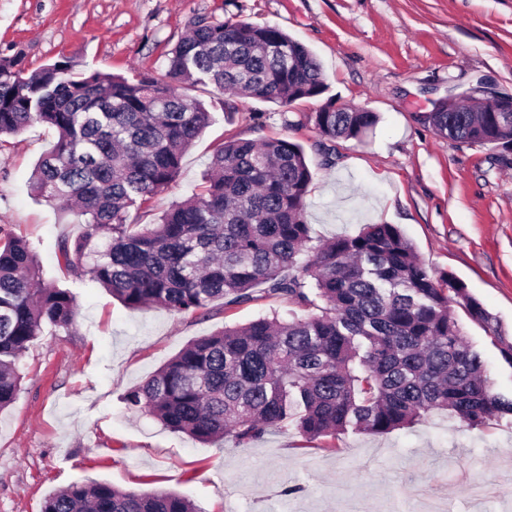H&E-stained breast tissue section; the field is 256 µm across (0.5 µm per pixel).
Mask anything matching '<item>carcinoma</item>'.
I'll list each match as a JSON object with an SVG mask.
<instances>
[{
    "instance_id": "obj_1",
    "label": "carcinoma",
    "mask_w": 512,
    "mask_h": 512,
    "mask_svg": "<svg viewBox=\"0 0 512 512\" xmlns=\"http://www.w3.org/2000/svg\"><path fill=\"white\" fill-rule=\"evenodd\" d=\"M223 92L290 106L326 90L320 63L276 26L199 18L169 53L161 78L75 70L68 61L31 71L22 54L0 58V137L35 124L57 140L40 157L31 191L84 217L79 241L62 239L58 260L126 307L206 313L258 296L303 312L261 317L200 337L127 393L173 432L244 447L267 428L291 425L309 438L351 428L384 434L446 410L471 428L508 419L479 350L454 313L461 307L493 335V317L465 286L434 276L393 224L312 243L305 205L312 172L286 138L230 140L213 156L200 192L153 224L131 210L172 184L184 154L212 122L181 92ZM426 120L441 136L512 147V112L438 101ZM379 122L366 109L316 112L328 139L364 140ZM74 296L47 282L36 253L0 226V410L20 392L16 362L45 326L69 330ZM43 512H197L166 491L72 484Z\"/></svg>"
}]
</instances>
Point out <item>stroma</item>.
Here are the masks:
<instances>
[{
    "label": "stroma",
    "mask_w": 512,
    "mask_h": 512,
    "mask_svg": "<svg viewBox=\"0 0 512 512\" xmlns=\"http://www.w3.org/2000/svg\"><path fill=\"white\" fill-rule=\"evenodd\" d=\"M200 17L282 29L307 46L327 84L322 99L282 107L188 88L213 116L186 152L177 180L143 223L198 191L229 139L283 137L302 145L313 173L305 220L314 241L393 224L435 276L453 275L512 342V150L438 136L434 101L487 86L512 95V0H0V56L29 69L161 76L169 50ZM376 112L364 141L321 138L322 101ZM56 139L43 125L0 147V225L35 248L46 280L71 288L70 330L45 328L19 360L18 401L0 410V512H42L74 483L164 490L199 512H512V425L470 428L447 412L386 434L353 430L309 439L269 428L246 447L201 443L128 408L125 395L189 342L261 316L291 317L277 299L207 316L130 309L57 261L77 241L80 216L30 191ZM457 318L497 389L512 366L484 327ZM300 486V493L285 489Z\"/></svg>",
    "instance_id": "1"
}]
</instances>
